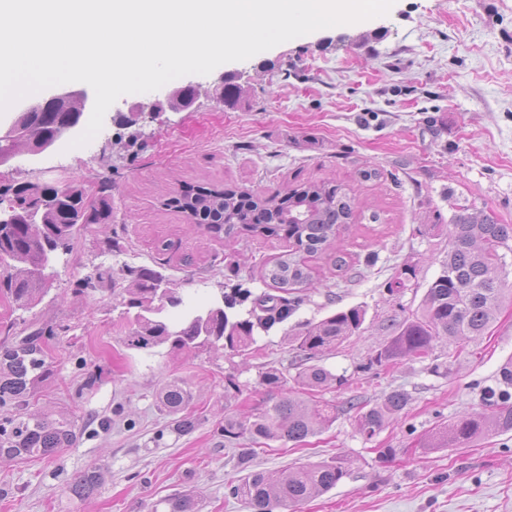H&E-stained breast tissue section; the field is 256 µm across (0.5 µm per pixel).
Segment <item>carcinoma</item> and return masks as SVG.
Here are the masks:
<instances>
[{
    "label": "carcinoma",
    "instance_id": "carcinoma-1",
    "mask_svg": "<svg viewBox=\"0 0 512 512\" xmlns=\"http://www.w3.org/2000/svg\"><path fill=\"white\" fill-rule=\"evenodd\" d=\"M70 116L64 105L33 113L29 127L34 143L47 140ZM14 196L22 203L35 200L41 206L34 224H0V294L16 309L30 311L47 293L58 251H68L73 238L89 225L112 222V194L104 187L93 198L74 181L63 180L56 186L21 183ZM171 206L186 214L189 226L200 227L216 238L283 236L292 243V250L264 266L262 279L275 293L257 298L245 318L227 313L251 297L249 290L238 288L233 295L222 297V302L191 311L172 325L166 309L181 306L182 299L167 287V275L143 266L127 268L136 284L135 296L122 302L125 314L136 310L124 338L131 349L221 347L231 355L239 354L255 341V330L266 332L295 312L302 301L295 290L312 283L308 259L325 258L338 270L347 265L345 254L336 248V238L340 229L355 223L356 214L352 198L341 184L304 183L268 198L233 188L197 186L173 197ZM509 252L512 224H501L490 215L477 220L464 212L455 214L449 224L448 260L442 273L427 288L420 312L392 325V339L375 361L424 358L439 339L458 343L483 336L504 299H512V288L500 277ZM13 261L24 268L9 272ZM364 320L365 311L351 307L308 323L294 334L291 341L297 357L307 363L294 378L297 389H286L287 379L280 371L264 373L262 382L269 396L242 418L224 417V439L265 445L300 443L328 428L336 420V406L313 400L308 394L325 390L333 382L341 386L345 379L312 360L359 332ZM40 339L36 332L21 338L6 336L0 342V408L9 411L0 419V459L49 456L74 440L70 423L27 413L29 386L51 373ZM499 375L503 389L487 393L486 412L459 417L423 447L441 448L448 443L467 447L488 435L512 431V357L501 365ZM192 400V391L177 382H166L157 392L159 406L181 434L195 429V420L187 413ZM408 402L406 392L393 390L371 406L352 402L350 407L358 410L359 432L370 439L398 417ZM345 474L342 462L334 458L286 470L275 479L250 472L233 487L232 494L244 500L252 512H274L331 490ZM100 486V474L86 471L69 491L82 500ZM161 504L164 512H200L199 499L192 492L177 494Z\"/></svg>",
    "mask_w": 512,
    "mask_h": 512
}]
</instances>
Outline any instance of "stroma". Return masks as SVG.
<instances>
[{
  "label": "stroma",
  "instance_id": "1",
  "mask_svg": "<svg viewBox=\"0 0 512 512\" xmlns=\"http://www.w3.org/2000/svg\"><path fill=\"white\" fill-rule=\"evenodd\" d=\"M237 98L221 99L226 83ZM193 86L190 107L164 105L167 90ZM378 169L379 179L358 173ZM71 179L96 194L112 186V222L78 233L55 262L48 293L26 315L0 298V338L47 335L52 372L29 391L30 411L69 421L76 434L58 455L0 461V512H152L193 489L201 512H251L230 493L242 476L240 446L224 440V418L268 396L263 372L295 377L290 343L304 324L362 307L361 331L319 358L345 376L317 392L336 406L327 429L298 444L255 448L251 470L270 476L333 456L345 477L301 512H512V432L468 448L423 442L464 413H480L512 357V302L484 336L465 346L434 342L424 358L378 364L390 323L420 310L448 258V225L460 210L512 224V0H396L389 13L321 29L252 58L190 74L166 88L120 97L86 145L58 146L0 167V181ZM350 186L365 218L342 231L348 272L314 258L313 285L288 321L256 331L245 356L128 348L120 296L127 267L163 268L185 306L220 301L232 288L267 293L260 265L288 251L287 239L232 244L189 229L169 201L199 185L268 197L306 182ZM379 213V222L368 219ZM120 248L107 253L105 237ZM415 276L392 293L404 267ZM94 291L81 293L86 276ZM234 375L238 391L225 392ZM92 388H85L88 377ZM185 382L193 432L172 431L159 387ZM409 403L373 438L357 430L349 401L372 404L392 390ZM99 471L86 500L71 482Z\"/></svg>",
  "mask_w": 512,
  "mask_h": 512
}]
</instances>
